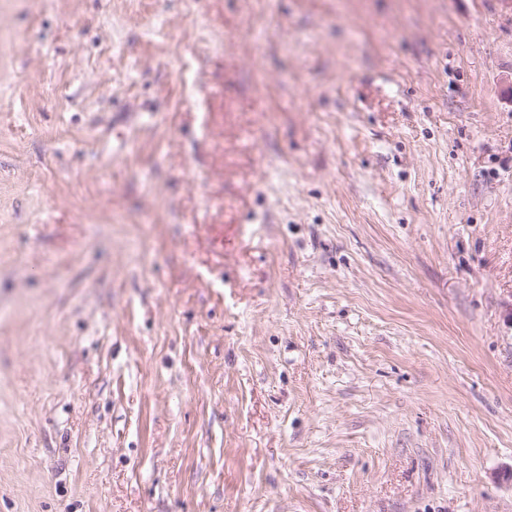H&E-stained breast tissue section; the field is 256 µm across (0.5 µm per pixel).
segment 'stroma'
<instances>
[{
	"mask_svg": "<svg viewBox=\"0 0 512 512\" xmlns=\"http://www.w3.org/2000/svg\"><path fill=\"white\" fill-rule=\"evenodd\" d=\"M512 0H0V512H512Z\"/></svg>",
	"mask_w": 512,
	"mask_h": 512,
	"instance_id": "stroma-1",
	"label": "stroma"
}]
</instances>
